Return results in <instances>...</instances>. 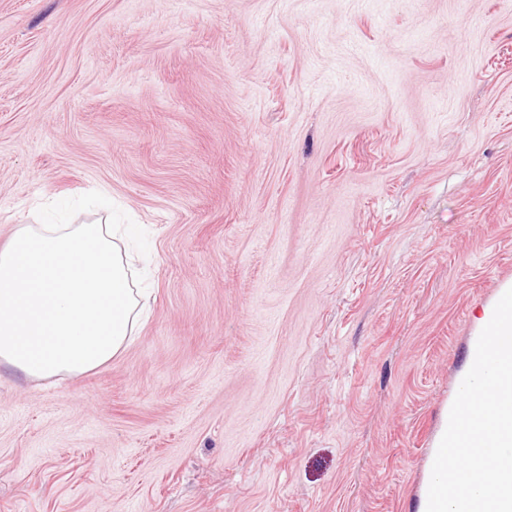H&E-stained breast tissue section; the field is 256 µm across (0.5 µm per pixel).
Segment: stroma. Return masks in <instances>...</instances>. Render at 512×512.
<instances>
[{
    "instance_id": "1",
    "label": "stroma",
    "mask_w": 512,
    "mask_h": 512,
    "mask_svg": "<svg viewBox=\"0 0 512 512\" xmlns=\"http://www.w3.org/2000/svg\"><path fill=\"white\" fill-rule=\"evenodd\" d=\"M97 189L149 316L0 365V512H416L512 282V0H0V246Z\"/></svg>"
}]
</instances>
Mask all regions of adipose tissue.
<instances>
[{
	"label": "adipose tissue",
	"mask_w": 512,
	"mask_h": 512,
	"mask_svg": "<svg viewBox=\"0 0 512 512\" xmlns=\"http://www.w3.org/2000/svg\"><path fill=\"white\" fill-rule=\"evenodd\" d=\"M131 224H17L0 247V361L27 378L90 372L134 339Z\"/></svg>",
	"instance_id": "obj_1"
}]
</instances>
